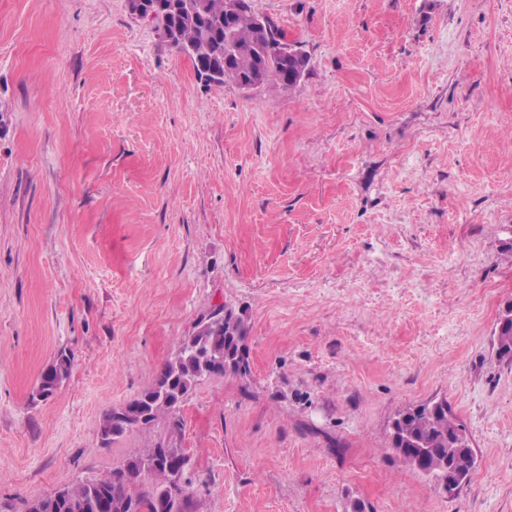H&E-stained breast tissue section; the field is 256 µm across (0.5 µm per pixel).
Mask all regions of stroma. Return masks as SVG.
<instances>
[{
    "label": "stroma",
    "mask_w": 512,
    "mask_h": 512,
    "mask_svg": "<svg viewBox=\"0 0 512 512\" xmlns=\"http://www.w3.org/2000/svg\"><path fill=\"white\" fill-rule=\"evenodd\" d=\"M251 5L296 87L203 86L126 0H0V512L170 439L100 419L219 304L251 373L181 406L188 512H512V0ZM441 397L452 497L389 452ZM71 371V359L60 355L39 377L38 396L44 399L52 396L66 380Z\"/></svg>",
    "instance_id": "stroma-1"
}]
</instances>
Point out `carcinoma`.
<instances>
[{
    "mask_svg": "<svg viewBox=\"0 0 512 512\" xmlns=\"http://www.w3.org/2000/svg\"><path fill=\"white\" fill-rule=\"evenodd\" d=\"M190 9L157 17L167 41L192 61L194 72L219 70L215 85L231 81L243 86L242 73L256 66L255 87L297 85L309 58H290L284 35L272 21L247 9L229 18L226 0H185ZM249 326L243 312L215 306L184 337L174 358L163 364L154 384L127 404L104 413L101 435L109 444L135 428H146L160 417L180 429L178 414L197 382L210 375L245 379L250 374ZM498 356L512 361V327L495 329ZM71 371V359L59 356L39 377L38 396H52ZM390 452L403 466L434 481L452 497L478 464L465 426L438 399L412 405L394 420ZM182 449L158 443L129 458L102 477L81 480L27 502L25 512H187L182 467L173 458Z\"/></svg>",
    "mask_w": 512,
    "mask_h": 512,
    "instance_id": "cac0c4a2",
    "label": "carcinoma"
}]
</instances>
